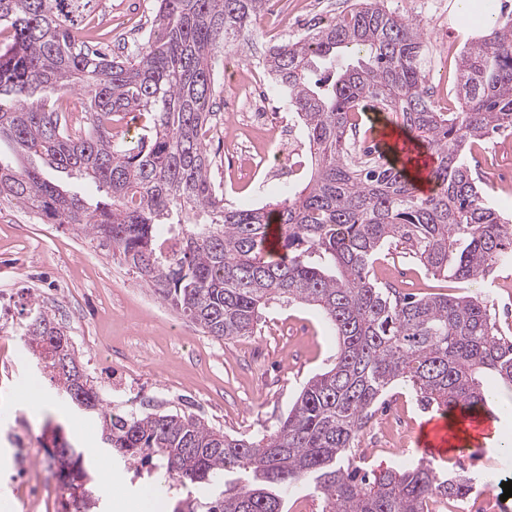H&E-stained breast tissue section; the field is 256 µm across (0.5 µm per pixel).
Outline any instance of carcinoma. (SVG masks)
Instances as JSON below:
<instances>
[{"instance_id": "cac0c4a2", "label": "carcinoma", "mask_w": 512, "mask_h": 512, "mask_svg": "<svg viewBox=\"0 0 512 512\" xmlns=\"http://www.w3.org/2000/svg\"><path fill=\"white\" fill-rule=\"evenodd\" d=\"M91 0H0V139L101 194L68 193L35 168L0 163V197L112 248L139 281L204 333L251 336L274 303L315 307L337 340L286 417L258 440L176 414L116 412L90 383L48 308L24 328L29 352L70 410L95 417L102 447L125 467L160 462L197 496L172 512H285L300 484L322 512H428L433 496L468 498L471 480L432 461L373 476L356 460L379 399L398 383L444 413L487 411L485 372L512 386V339L488 302L416 297L371 278L387 245H403L437 277L477 282L512 261V224L485 199L465 161L491 133L512 132V16L464 43L459 107L441 112L425 85L421 21L384 0H358L330 23L265 51L274 93L296 113L314 160L308 181L275 203L241 209L210 178L201 131L212 120L221 50L254 40L270 0H154L147 41L102 52L81 35ZM385 112L434 157L432 193L356 147L357 114ZM137 138H117L128 116ZM62 512H93L99 479L83 452L55 437Z\"/></svg>"}]
</instances>
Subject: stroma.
I'll list each match as a JSON object with an SVG mask.
<instances>
[{
    "instance_id": "obj_1",
    "label": "stroma",
    "mask_w": 512,
    "mask_h": 512,
    "mask_svg": "<svg viewBox=\"0 0 512 512\" xmlns=\"http://www.w3.org/2000/svg\"><path fill=\"white\" fill-rule=\"evenodd\" d=\"M385 5L426 23V86L438 110L455 111V58L470 34L458 19L456 0H386ZM348 6V0H275L273 9L255 22L256 40L264 42L276 11L288 13L281 30L283 40L289 41L311 25L333 20ZM152 11V0H93L84 21L91 31L102 33L110 50L128 54L143 43ZM229 95L228 87L218 86L216 117L203 137L211 180L226 203L251 208L276 202L287 188L301 187L310 168L296 164L288 181L272 178L262 186L238 173L236 163L224 155L222 116ZM467 160L489 203L511 217L512 150L502 147L495 134L473 143ZM45 227L30 209L0 199V290L9 293L0 303V321L9 322L10 336L16 340L34 303L69 311L81 329L70 340L94 385L111 390L117 373L126 380V394L112 397L113 408L139 410V392L168 386L171 394L156 402L155 410L191 415L229 435L255 440L287 415L305 383L334 360L337 343L314 307L272 305L253 335L217 340L158 299L127 264L70 227L55 226L52 250L36 251ZM371 276L415 295L463 292L484 298L502 332L512 337V263L496 265L484 280L462 285L434 277L403 249L386 248L378 254ZM32 388L44 395L42 405L26 401L24 394ZM435 415L409 389L392 390L361 438L362 448L370 452L369 469L416 465L422 454L414 437ZM58 428L85 452L95 470L116 474L118 482L111 497L104 499L103 512H140L150 479L134 478L101 448L97 421L71 412L25 350L18 361L0 360V501L9 502L10 512H24L12 484L19 449H27L30 460L55 478L57 467L49 462V450ZM436 465L472 478L480 488L488 470L512 476V452L480 445L437 459Z\"/></svg>"
}]
</instances>
